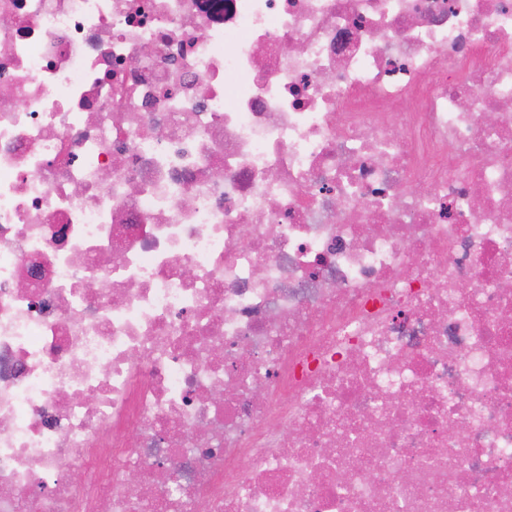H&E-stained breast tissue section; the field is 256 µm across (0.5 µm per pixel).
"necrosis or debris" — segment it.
I'll list each match as a JSON object with an SVG mask.
<instances>
[{"label":"necrosis or debris","instance_id":"4bbe7bcc","mask_svg":"<svg viewBox=\"0 0 512 512\" xmlns=\"http://www.w3.org/2000/svg\"><path fill=\"white\" fill-rule=\"evenodd\" d=\"M0 512H512V0H0Z\"/></svg>","mask_w":512,"mask_h":512}]
</instances>
